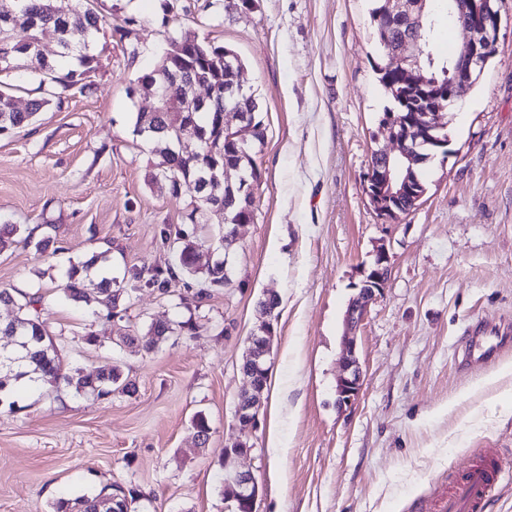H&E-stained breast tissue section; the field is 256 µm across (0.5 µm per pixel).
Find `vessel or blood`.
<instances>
[{"instance_id": "1", "label": "vessel or blood", "mask_w": 512, "mask_h": 512, "mask_svg": "<svg viewBox=\"0 0 512 512\" xmlns=\"http://www.w3.org/2000/svg\"><path fill=\"white\" fill-rule=\"evenodd\" d=\"M511 341L499 329L478 322L464 338L463 356L492 363ZM511 473V458L496 448L482 449L469 466L455 473L447 491L426 503L425 508L427 512H484L501 481Z\"/></svg>"}]
</instances>
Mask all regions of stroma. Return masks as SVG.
Here are the masks:
<instances>
[{
  "mask_svg": "<svg viewBox=\"0 0 512 512\" xmlns=\"http://www.w3.org/2000/svg\"><path fill=\"white\" fill-rule=\"evenodd\" d=\"M372 6L94 0L108 26L140 18L139 53L98 45L90 91L0 135V224L34 239L0 245V289L38 298L65 368L116 365L135 390L100 399L63 384L1 405L0 512H54L115 484L133 492L134 512H231L224 450L242 437L251 449L237 464L259 485L257 512H420L480 449L512 454V347L491 365L459 355L469 324L512 320V0L500 4L495 57L444 114L447 150L424 168L423 198L394 220L365 193L372 153L390 146L380 120L393 105ZM187 31L239 56L265 127L253 219L229 246L219 216L190 223L189 196L154 180L160 158L134 132L137 112L154 105L135 93L138 76ZM188 242L194 273L165 293L137 288L118 314L63 293L71 264L92 255L106 253L120 279L176 263ZM381 251L388 281L356 330L362 391L340 409L345 313ZM225 259L230 281L211 287L207 269ZM269 295L279 305L268 380L281 392L263 393L255 424H243L241 366ZM187 321L194 331L182 330ZM155 322L178 329L148 352L117 347ZM199 413L210 425L203 447Z\"/></svg>",
  "mask_w": 512,
  "mask_h": 512,
  "instance_id": "1",
  "label": "stroma"
}]
</instances>
